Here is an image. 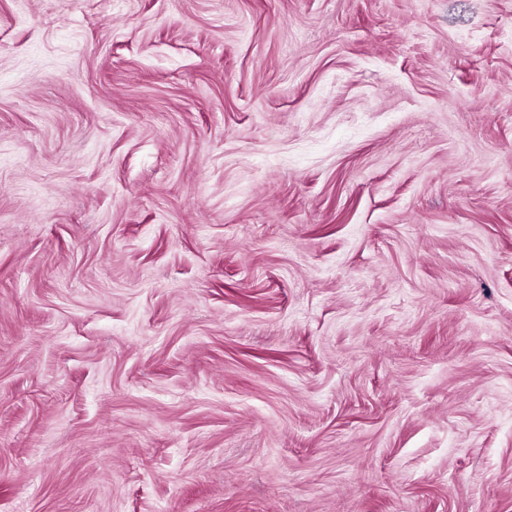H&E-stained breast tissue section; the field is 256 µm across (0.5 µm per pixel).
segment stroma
<instances>
[{"mask_svg": "<svg viewBox=\"0 0 512 512\" xmlns=\"http://www.w3.org/2000/svg\"><path fill=\"white\" fill-rule=\"evenodd\" d=\"M0 512H512V0H0Z\"/></svg>", "mask_w": 512, "mask_h": 512, "instance_id": "obj_1", "label": "stroma"}]
</instances>
